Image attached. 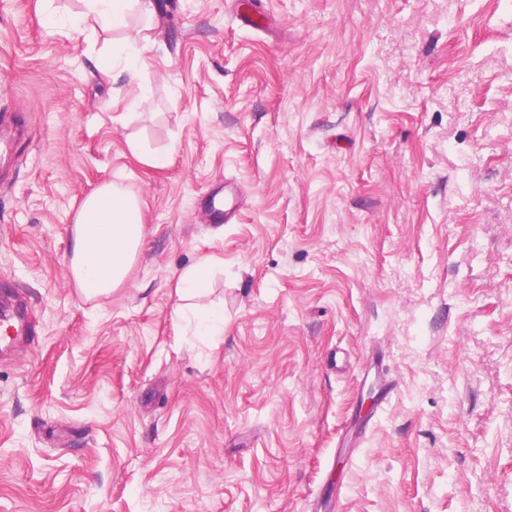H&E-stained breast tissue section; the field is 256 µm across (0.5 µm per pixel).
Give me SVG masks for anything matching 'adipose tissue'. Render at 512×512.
<instances>
[{
    "label": "adipose tissue",
    "instance_id": "obj_1",
    "mask_svg": "<svg viewBox=\"0 0 512 512\" xmlns=\"http://www.w3.org/2000/svg\"><path fill=\"white\" fill-rule=\"evenodd\" d=\"M87 15L126 32L128 43L148 41L143 29L128 27L131 10L154 15L153 0H84ZM141 204L132 193L104 183L80 206L72 232L70 270L80 292L94 299L110 295L125 280L143 238Z\"/></svg>",
    "mask_w": 512,
    "mask_h": 512
}]
</instances>
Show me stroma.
Returning a JSON list of instances; mask_svg holds the SVG:
<instances>
[{
    "label": "stroma",
    "instance_id": "1",
    "mask_svg": "<svg viewBox=\"0 0 512 512\" xmlns=\"http://www.w3.org/2000/svg\"><path fill=\"white\" fill-rule=\"evenodd\" d=\"M156 3L0 0V512H512V0ZM105 182L144 238L88 301ZM86 16L104 24L112 25V28L126 29V41L129 44L148 42L150 36L145 34V27H132L127 24V17L135 8L143 14L152 16L157 13L156 6L152 0H84ZM143 231L134 194L107 182L85 198L75 218L69 266L81 295L108 296L124 282ZM202 267L191 268L186 271L181 280V292L189 299L201 300L206 296V278Z\"/></svg>",
    "mask_w": 512,
    "mask_h": 512
}]
</instances>
